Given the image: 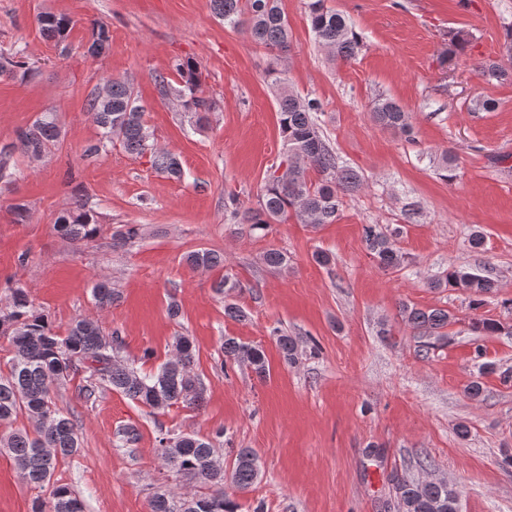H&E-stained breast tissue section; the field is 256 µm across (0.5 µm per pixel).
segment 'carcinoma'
I'll return each instance as SVG.
<instances>
[{"label": "carcinoma", "instance_id": "cac0c4a2", "mask_svg": "<svg viewBox=\"0 0 512 512\" xmlns=\"http://www.w3.org/2000/svg\"><path fill=\"white\" fill-rule=\"evenodd\" d=\"M211 5L216 16L235 28L241 24V17H246L245 33L255 43L272 50H289L288 20L278 0H211ZM307 10L316 40L333 50L337 59L353 60L360 41L345 16L326 7L325 0H307ZM38 23L43 36L59 45L66 41L72 20L43 12ZM108 47V31L105 25L99 24L86 45V53L99 57ZM175 71L179 76L177 85H171L160 75L156 81L175 97L182 111L203 119L212 104L200 96L197 64L182 61L175 64ZM19 72L25 76L31 69L23 61L0 58V74ZM271 74L275 75L280 131L288 150V181L269 176L254 208L240 210L239 200L233 193L224 198V207L258 230H265L289 215L303 224H333L341 216L344 197L361 186V176L352 169L338 168L336 154L323 139L312 116L319 110V102L290 91L284 71L273 69ZM485 76L490 81L512 79V66L490 63L485 66ZM105 84L110 97L102 101L93 92L88 101L100 138L85 153L96 155L117 142L130 154L149 156L152 166L169 177L181 179L184 171L175 154L154 144L132 84L120 78H108ZM373 117L385 128L406 136L411 134L407 113L387 97L374 102ZM60 137L57 114L46 111L31 126L17 133L14 148L38 159L51 152ZM311 170L320 175L318 181L309 179ZM55 228L74 243L92 240L99 231V221L89 197L74 196L70 206L57 217ZM139 234V227L127 224L112 234L113 245L122 246ZM364 243L382 270L398 271L404 267L405 254L395 246L392 235L379 225H365ZM264 261L275 270L288 268V255L278 249L268 250ZM186 263L193 270H205L223 264L224 258L215 251L198 250L187 255ZM434 286L462 289L478 308L498 288L493 278L463 268L449 270ZM92 297L103 310L117 301L118 294L108 279L101 278L92 287ZM399 312L405 322L430 339L423 345V351L448 343V336L441 329L456 320L451 311L403 303ZM472 330L477 336H489L502 332L504 325L496 319L475 318ZM0 334L8 337L13 352L8 374L0 377V421H9L20 412L35 420L34 432L18 430L1 435L0 447L9 451L24 480L48 489L46 497L36 500L33 512H84L83 502L69 486L52 482L58 462L78 454L81 449L73 414L63 411L53 401L54 386L84 372L85 385L79 388V395L86 404L94 403L99 389L104 387L158 412L178 403L197 405L203 400L204 385L191 374L195 353L187 336L175 338L173 355L156 372L141 373L118 360L122 346L119 330L114 329L107 336L98 320L82 317L71 322L66 335L61 336L53 330L48 318L36 310L27 290L19 285L10 288L6 304L0 306ZM278 346L286 363L296 362L298 343L293 337L279 336ZM221 349L225 360L245 365L259 376L266 373V357L260 346L226 336ZM157 451L164 464L204 492L188 500L171 493L157 494L149 502L150 512H181L188 502L197 506V512H239L240 504L224 491V484L246 491L259 477L257 455L250 448L238 450L229 473L224 472V464L216 457L214 444L196 435L173 434L161 429ZM393 488L402 512H459L456 490L443 481L420 482L402 477L393 480Z\"/></svg>", "mask_w": 512, "mask_h": 512}]
</instances>
